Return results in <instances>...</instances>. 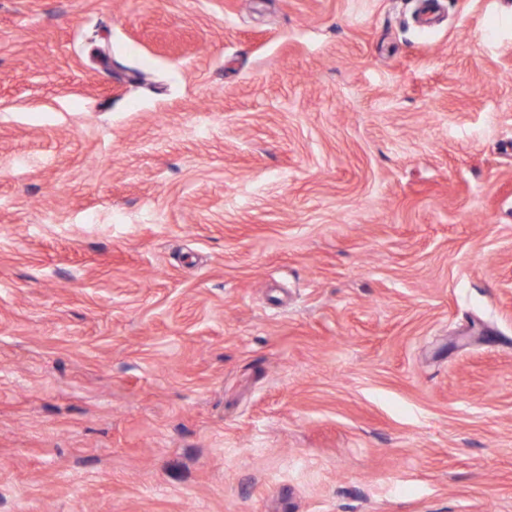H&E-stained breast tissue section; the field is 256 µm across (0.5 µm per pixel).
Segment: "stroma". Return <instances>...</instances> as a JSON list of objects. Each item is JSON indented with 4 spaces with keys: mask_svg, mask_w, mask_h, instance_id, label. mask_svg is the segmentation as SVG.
Instances as JSON below:
<instances>
[{
    "mask_svg": "<svg viewBox=\"0 0 512 512\" xmlns=\"http://www.w3.org/2000/svg\"><path fill=\"white\" fill-rule=\"evenodd\" d=\"M0 512H512V0H0Z\"/></svg>",
    "mask_w": 512,
    "mask_h": 512,
    "instance_id": "1",
    "label": "stroma"
}]
</instances>
